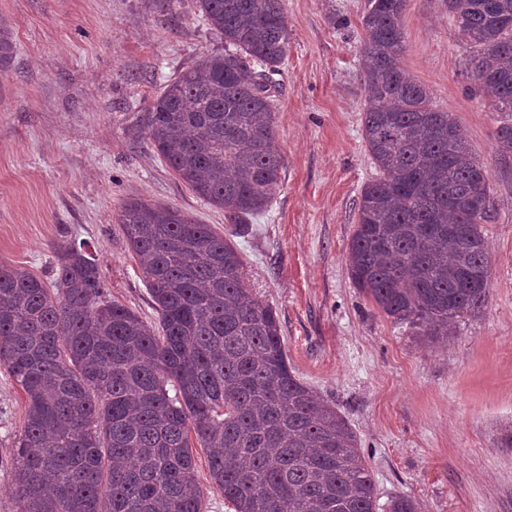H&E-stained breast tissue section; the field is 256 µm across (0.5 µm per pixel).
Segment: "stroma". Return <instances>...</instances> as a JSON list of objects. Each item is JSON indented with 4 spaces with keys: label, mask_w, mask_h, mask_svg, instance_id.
I'll use <instances>...</instances> for the list:
<instances>
[{
    "label": "stroma",
    "mask_w": 512,
    "mask_h": 512,
    "mask_svg": "<svg viewBox=\"0 0 512 512\" xmlns=\"http://www.w3.org/2000/svg\"><path fill=\"white\" fill-rule=\"evenodd\" d=\"M368 0H285L290 40L275 101L279 195L244 227L154 153L146 109L224 42L196 0H0L15 53L0 69V263L55 279L57 242L86 243L105 293L157 323L117 214L130 200L179 208L238 248L246 285L275 308L294 374L360 440L380 501L424 512H512V152L479 93L443 0H409L405 69L452 112L489 170L492 259L484 308L431 346L393 324L346 263L363 187L361 18ZM26 395L0 366V512Z\"/></svg>",
    "instance_id": "stroma-1"
}]
</instances>
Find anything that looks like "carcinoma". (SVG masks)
Here are the masks:
<instances>
[{
    "instance_id": "cac0c4a2",
    "label": "carcinoma",
    "mask_w": 512,
    "mask_h": 512,
    "mask_svg": "<svg viewBox=\"0 0 512 512\" xmlns=\"http://www.w3.org/2000/svg\"><path fill=\"white\" fill-rule=\"evenodd\" d=\"M224 51L172 78L147 108L156 152L232 224L281 188L275 76L288 53L284 0H198ZM478 90L512 118V0H445ZM408 0L362 17L363 139L378 175L361 192L348 273L424 342L480 311L491 273L482 225L489 170L452 114L404 69ZM15 46L0 23V66ZM158 327L104 295L84 246H55L53 287L0 264V365L27 398L14 441L18 512H204L192 443L235 512H377L348 422L288 366L276 310L248 297L232 241L179 209L118 213ZM386 512H422L408 495Z\"/></svg>"
}]
</instances>
